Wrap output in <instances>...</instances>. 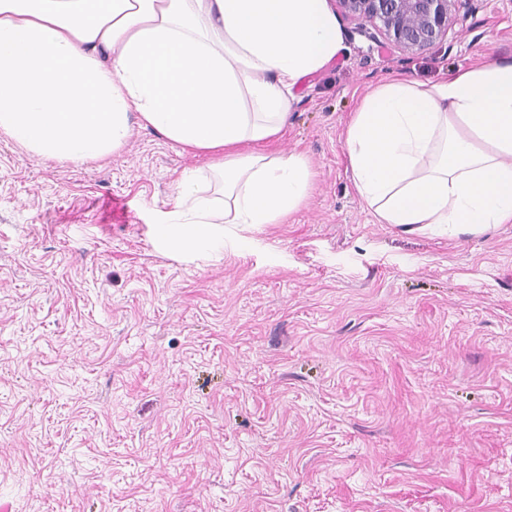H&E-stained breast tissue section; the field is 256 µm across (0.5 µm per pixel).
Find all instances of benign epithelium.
Segmentation results:
<instances>
[{
    "mask_svg": "<svg viewBox=\"0 0 512 512\" xmlns=\"http://www.w3.org/2000/svg\"><path fill=\"white\" fill-rule=\"evenodd\" d=\"M343 15L371 25L406 54L423 51L448 35L472 10L473 0H336Z\"/></svg>",
    "mask_w": 512,
    "mask_h": 512,
    "instance_id": "1",
    "label": "benign epithelium"
}]
</instances>
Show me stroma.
I'll return each instance as SVG.
<instances>
[{"mask_svg":"<svg viewBox=\"0 0 512 512\" xmlns=\"http://www.w3.org/2000/svg\"><path fill=\"white\" fill-rule=\"evenodd\" d=\"M338 22L277 145L307 155V204L207 258L155 225L205 158L148 129L83 164L0 135L10 512H512V224L377 223L343 137L388 77L512 61V0L414 55Z\"/></svg>","mask_w":512,"mask_h":512,"instance_id":"stroma-1","label":"stroma"}]
</instances>
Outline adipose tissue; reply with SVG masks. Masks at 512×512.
<instances>
[{
  "label": "adipose tissue",
  "instance_id": "adipose-tissue-1",
  "mask_svg": "<svg viewBox=\"0 0 512 512\" xmlns=\"http://www.w3.org/2000/svg\"><path fill=\"white\" fill-rule=\"evenodd\" d=\"M343 48L328 0H0V134L42 160L95 162L133 127L205 156L219 195L183 173L157 224L201 258L224 227L278 224L312 187L273 151L301 82ZM351 181L381 224L453 235L512 223V63L448 82L387 81L346 130Z\"/></svg>",
  "mask_w": 512,
  "mask_h": 512
}]
</instances>
